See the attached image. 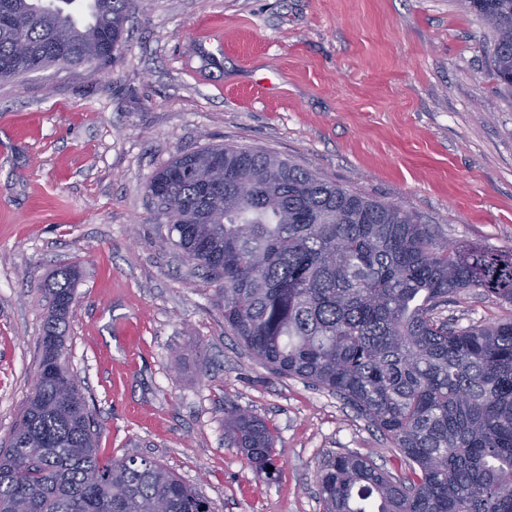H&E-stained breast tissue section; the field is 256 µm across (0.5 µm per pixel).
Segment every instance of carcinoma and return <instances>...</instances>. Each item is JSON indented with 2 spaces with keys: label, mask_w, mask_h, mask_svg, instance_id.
<instances>
[{
  "label": "carcinoma",
  "mask_w": 512,
  "mask_h": 512,
  "mask_svg": "<svg viewBox=\"0 0 512 512\" xmlns=\"http://www.w3.org/2000/svg\"><path fill=\"white\" fill-rule=\"evenodd\" d=\"M465 3L495 32L492 73L511 88L512 0ZM135 5L90 0L77 23L55 0H0V78L113 59ZM148 191L178 218L174 244L222 285L224 327L274 373L340 395L406 462L396 478L356 452L325 459L324 512H512V317L456 328L442 316L464 290L512 305V254L438 244L412 213L251 148L178 157ZM76 276L49 288L36 385L0 451V512H211L156 462L100 458L64 360ZM224 429L256 471L277 466L263 420L231 407Z\"/></svg>",
  "instance_id": "obj_1"
}]
</instances>
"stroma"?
<instances>
[{
  "label": "stroma",
  "mask_w": 512,
  "mask_h": 512,
  "mask_svg": "<svg viewBox=\"0 0 512 512\" xmlns=\"http://www.w3.org/2000/svg\"><path fill=\"white\" fill-rule=\"evenodd\" d=\"M116 59L0 81V448L37 376L47 283L76 267L70 369L104 458L161 463L212 512H323L317 476L357 451L405 462L339 396L273 374L224 328V294L147 192L231 144L402 206L438 241L512 252V89L464 0H138ZM458 327L512 315L468 290ZM263 419L274 479L225 438Z\"/></svg>",
  "instance_id": "stroma-1"
}]
</instances>
